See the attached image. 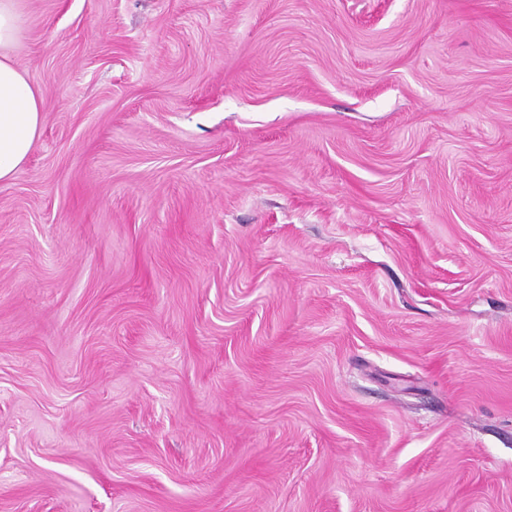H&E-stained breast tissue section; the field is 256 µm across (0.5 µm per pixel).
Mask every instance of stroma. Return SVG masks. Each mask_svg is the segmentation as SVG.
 Returning a JSON list of instances; mask_svg holds the SVG:
<instances>
[{
	"label": "stroma",
	"mask_w": 512,
	"mask_h": 512,
	"mask_svg": "<svg viewBox=\"0 0 512 512\" xmlns=\"http://www.w3.org/2000/svg\"><path fill=\"white\" fill-rule=\"evenodd\" d=\"M0 512H512V0H22Z\"/></svg>",
	"instance_id": "35a3bbf8"
}]
</instances>
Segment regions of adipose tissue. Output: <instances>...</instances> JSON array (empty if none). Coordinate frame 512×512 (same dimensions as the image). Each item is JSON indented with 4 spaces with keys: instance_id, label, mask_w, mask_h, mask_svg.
<instances>
[{
    "instance_id": "ef3b65f1",
    "label": "adipose tissue",
    "mask_w": 512,
    "mask_h": 512,
    "mask_svg": "<svg viewBox=\"0 0 512 512\" xmlns=\"http://www.w3.org/2000/svg\"><path fill=\"white\" fill-rule=\"evenodd\" d=\"M22 32L20 0H0V182L14 177L43 126L41 90L11 57Z\"/></svg>"
}]
</instances>
